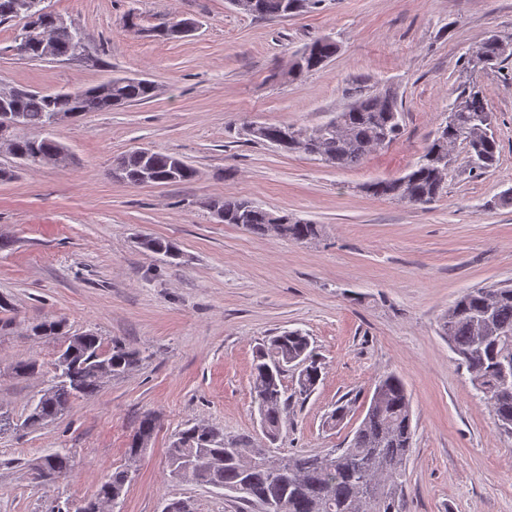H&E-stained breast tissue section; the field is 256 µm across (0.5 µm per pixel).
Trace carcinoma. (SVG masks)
Listing matches in <instances>:
<instances>
[{"label": "carcinoma", "mask_w": 512, "mask_h": 512, "mask_svg": "<svg viewBox=\"0 0 512 512\" xmlns=\"http://www.w3.org/2000/svg\"><path fill=\"white\" fill-rule=\"evenodd\" d=\"M35 0H0V24L20 22L14 40L31 35L24 19L32 16ZM321 0H246L241 11L265 17H287L314 8ZM130 27L156 40L178 39L176 28L180 19L145 27L137 17L128 18ZM83 39L81 31L61 29L53 37L52 51L63 59L69 58ZM338 46L330 37L317 38L296 56L301 73L322 68L336 55ZM512 56V39L492 35L476 49L483 65L466 57L463 66L469 69L490 68L505 55ZM101 84L71 92H41L29 90L12 102L21 117L11 140V151L30 168L37 162L56 157L63 144L51 133L56 115L77 118L84 112L110 111L117 106L140 103L151 99L155 86L147 78H122L112 83V94L100 91ZM339 116V127L297 128V145L281 149L283 153H304L311 149L317 160L338 169L350 168L373 150L393 142L401 131V105L388 90H356L351 103ZM452 124L439 127L435 138L398 178L377 180L367 185L376 197L396 200L411 206H425L436 201L448 176L450 150L458 142L467 146L464 163L472 171L485 172L498 162V143L491 132L489 112L480 85L462 88L456 103L450 108ZM177 157L159 151L141 149L118 156L112 176L131 184H140V175L148 173L154 184L188 182L196 170L188 163L178 168ZM208 208L222 214L230 224H240L253 234L266 236L270 223L267 210L257 201L217 196L207 201ZM320 227L310 221L290 220L282 225L280 236L297 243L315 239ZM143 248L159 255L168 263L179 259L180 251L170 240L147 238ZM442 333L456 356L458 365L469 376L473 389L489 407L499 426L512 434V396L500 391L499 367L512 364V287L474 288L463 292L449 307L442 321ZM60 321H43L33 325L30 333L37 337L62 333ZM71 350L68 373L54 375L52 384L39 396L35 408L28 410L24 425L35 427L56 418L70 402L79 397L95 395L104 377L124 375L143 361L142 352L113 339L104 347V338L93 332L68 338ZM300 364L296 375V392L310 395L322 374V363L311 346L309 337L299 330H288L269 338L258 348L251 375L252 401L260 410L268 438L276 440L287 413L288 396L283 386L284 365ZM156 429V418L147 413L140 417L126 454L136 461L147 447ZM414 429L412 404L403 380L394 373L381 376L375 384L366 414L343 448L328 454L273 455L264 449L255 458L251 441L245 437L226 435L205 423H187L171 436L167 462L178 467L182 461L195 457L199 463L183 472L184 479L204 486L237 493L245 502L261 505L265 512H407L405 495L407 462ZM58 474L72 470L73 461L64 448H57L32 463V469L42 464ZM135 478L128 465L116 468L106 477L94 498L103 508L111 494L125 495Z\"/></svg>", "instance_id": "cac0c4a2"}]
</instances>
